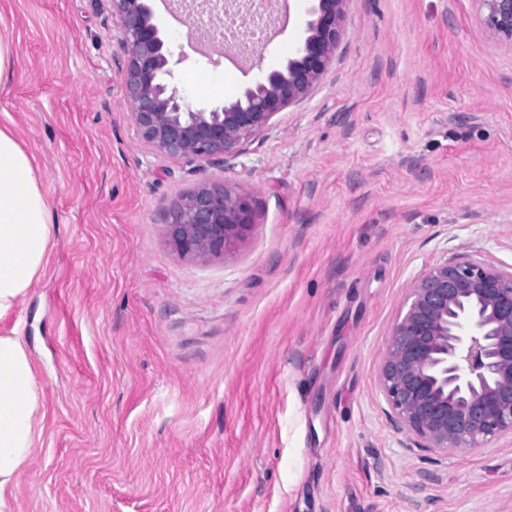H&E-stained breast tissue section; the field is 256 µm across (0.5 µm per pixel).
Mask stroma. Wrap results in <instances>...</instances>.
<instances>
[{"label":"stroma","mask_w":512,"mask_h":512,"mask_svg":"<svg viewBox=\"0 0 512 512\" xmlns=\"http://www.w3.org/2000/svg\"><path fill=\"white\" fill-rule=\"evenodd\" d=\"M153 20L235 101L294 53L275 0L253 60L201 51L190 0ZM331 69L224 165L137 137L112 0H0V129L52 218L18 330L44 418L16 512H512V441L442 454L400 432L378 365L410 284L447 255L512 265V47L472 0H347ZM206 181L254 228L208 265L164 220Z\"/></svg>","instance_id":"1"}]
</instances>
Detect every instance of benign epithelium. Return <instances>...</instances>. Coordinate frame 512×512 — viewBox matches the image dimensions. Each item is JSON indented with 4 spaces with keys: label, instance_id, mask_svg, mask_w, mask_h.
Instances as JSON below:
<instances>
[{
    "label": "benign epithelium",
    "instance_id": "benign-epithelium-1",
    "mask_svg": "<svg viewBox=\"0 0 512 512\" xmlns=\"http://www.w3.org/2000/svg\"><path fill=\"white\" fill-rule=\"evenodd\" d=\"M298 52L236 101L196 109L181 96L174 58L145 0H112L118 62L140 141L173 159L223 163L304 99L325 77L343 36L347 0H312ZM493 38L512 47V0H472ZM251 199L204 182L170 213L168 241L180 256L224 258L253 230ZM380 393L401 430L441 453L512 439V267L455 254L408 288L382 355Z\"/></svg>",
    "mask_w": 512,
    "mask_h": 512
}]
</instances>
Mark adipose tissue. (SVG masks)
Instances as JSON below:
<instances>
[{
  "label": "adipose tissue",
  "mask_w": 512,
  "mask_h": 512,
  "mask_svg": "<svg viewBox=\"0 0 512 512\" xmlns=\"http://www.w3.org/2000/svg\"><path fill=\"white\" fill-rule=\"evenodd\" d=\"M51 238L44 194L28 156L0 130V319L25 297ZM41 388L18 335H0V512H14V488L41 420Z\"/></svg>",
  "instance_id": "ef3b65f1"
}]
</instances>
